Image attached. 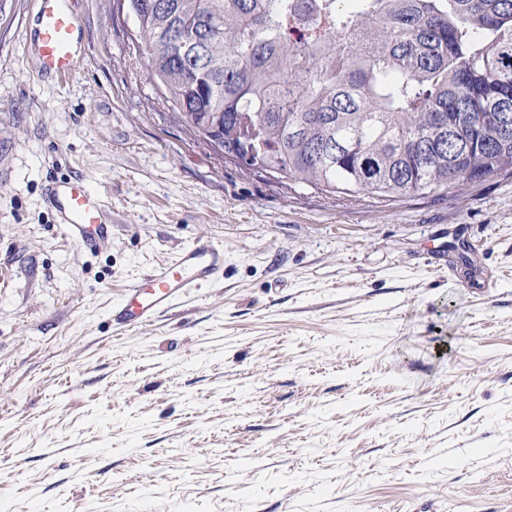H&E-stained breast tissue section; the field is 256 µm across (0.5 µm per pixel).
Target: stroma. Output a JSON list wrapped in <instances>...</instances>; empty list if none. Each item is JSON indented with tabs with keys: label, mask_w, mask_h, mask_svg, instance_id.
<instances>
[{
	"label": "stroma",
	"mask_w": 512,
	"mask_h": 512,
	"mask_svg": "<svg viewBox=\"0 0 512 512\" xmlns=\"http://www.w3.org/2000/svg\"><path fill=\"white\" fill-rule=\"evenodd\" d=\"M76 73L0 6V512H512V170L390 204L249 175L170 113L116 0ZM112 205L88 252L48 181ZM207 236L224 278L115 331Z\"/></svg>",
	"instance_id": "obj_1"
}]
</instances>
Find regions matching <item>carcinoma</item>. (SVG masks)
Segmentation results:
<instances>
[{"label": "carcinoma", "instance_id": "carcinoma-1", "mask_svg": "<svg viewBox=\"0 0 512 512\" xmlns=\"http://www.w3.org/2000/svg\"><path fill=\"white\" fill-rule=\"evenodd\" d=\"M129 0L193 136L380 204L512 168V0Z\"/></svg>", "mask_w": 512, "mask_h": 512}]
</instances>
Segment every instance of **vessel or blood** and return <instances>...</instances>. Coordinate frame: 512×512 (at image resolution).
<instances>
[{
  "instance_id": "b4317fda",
  "label": "vessel or blood",
  "mask_w": 512,
  "mask_h": 512,
  "mask_svg": "<svg viewBox=\"0 0 512 512\" xmlns=\"http://www.w3.org/2000/svg\"><path fill=\"white\" fill-rule=\"evenodd\" d=\"M37 54L41 72L68 79L79 57L76 14L66 0H37ZM51 202L72 240L88 250L112 236L111 210L102 198L78 180L54 185ZM224 248L201 236L175 252L143 279L126 288L113 304L110 316L117 330L152 322L170 305L200 284L222 278Z\"/></svg>"
}]
</instances>
